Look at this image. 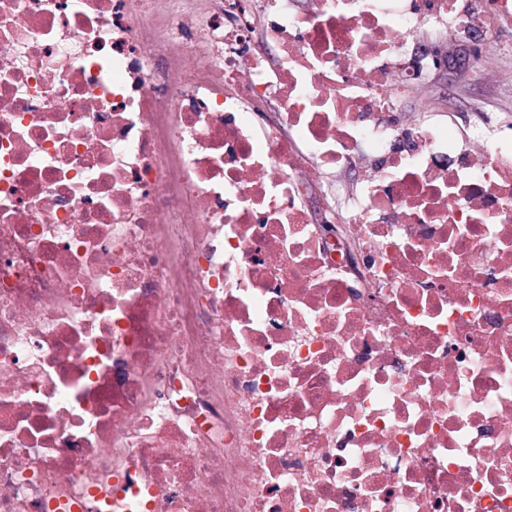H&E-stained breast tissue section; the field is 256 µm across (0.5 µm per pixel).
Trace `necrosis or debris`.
<instances>
[{
  "label": "necrosis or debris",
  "instance_id": "1",
  "mask_svg": "<svg viewBox=\"0 0 512 512\" xmlns=\"http://www.w3.org/2000/svg\"><path fill=\"white\" fill-rule=\"evenodd\" d=\"M440 21L512 57V0H0V512H512V114L403 120Z\"/></svg>",
  "mask_w": 512,
  "mask_h": 512
}]
</instances>
